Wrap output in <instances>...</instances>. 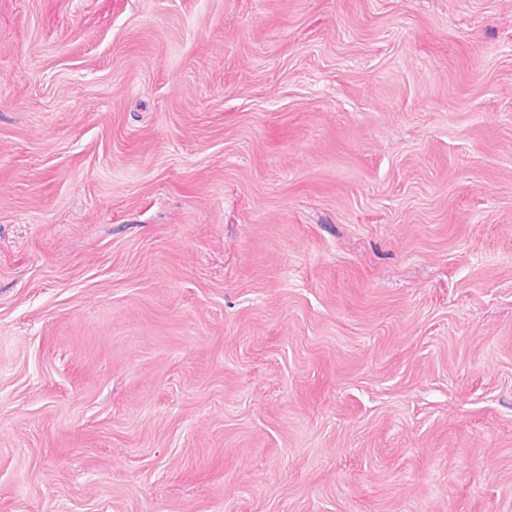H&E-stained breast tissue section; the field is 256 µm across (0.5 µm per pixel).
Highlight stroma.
Here are the masks:
<instances>
[{"instance_id": "stroma-1", "label": "stroma", "mask_w": 512, "mask_h": 512, "mask_svg": "<svg viewBox=\"0 0 512 512\" xmlns=\"http://www.w3.org/2000/svg\"><path fill=\"white\" fill-rule=\"evenodd\" d=\"M0 512H512V0H0Z\"/></svg>"}]
</instances>
